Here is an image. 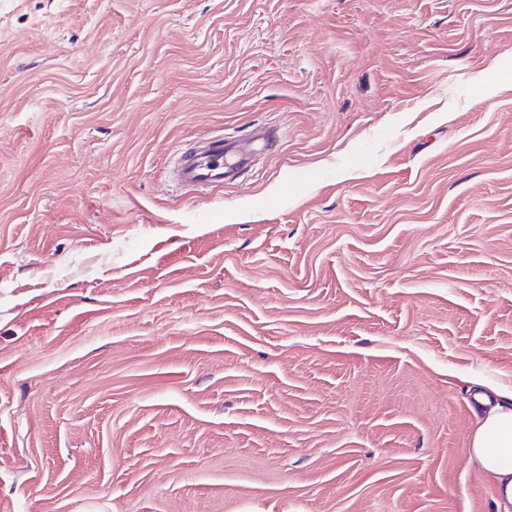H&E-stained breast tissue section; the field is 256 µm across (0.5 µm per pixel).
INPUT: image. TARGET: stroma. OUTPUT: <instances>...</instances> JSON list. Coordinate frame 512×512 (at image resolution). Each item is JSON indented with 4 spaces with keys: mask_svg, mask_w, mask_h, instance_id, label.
Returning <instances> with one entry per match:
<instances>
[{
    "mask_svg": "<svg viewBox=\"0 0 512 512\" xmlns=\"http://www.w3.org/2000/svg\"><path fill=\"white\" fill-rule=\"evenodd\" d=\"M477 379L512 0H0V512H493ZM231 142L224 136L213 137L201 154L183 156L173 171L175 184L191 190L223 186L229 170L246 162Z\"/></svg>",
    "mask_w": 512,
    "mask_h": 512,
    "instance_id": "stroma-1",
    "label": "stroma"
}]
</instances>
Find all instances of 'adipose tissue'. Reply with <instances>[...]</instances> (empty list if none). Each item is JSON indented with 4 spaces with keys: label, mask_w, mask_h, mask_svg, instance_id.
Returning a JSON list of instances; mask_svg holds the SVG:
<instances>
[{
    "label": "adipose tissue",
    "mask_w": 512,
    "mask_h": 512,
    "mask_svg": "<svg viewBox=\"0 0 512 512\" xmlns=\"http://www.w3.org/2000/svg\"><path fill=\"white\" fill-rule=\"evenodd\" d=\"M475 399L488 412L477 420L469 459L495 477V512H512V390L499 391L494 402L481 391Z\"/></svg>",
    "instance_id": "adipose-tissue-1"
}]
</instances>
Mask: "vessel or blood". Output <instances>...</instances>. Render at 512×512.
<instances>
[{
	"label": "vessel or blood",
	"mask_w": 512,
	"mask_h": 512,
	"mask_svg": "<svg viewBox=\"0 0 512 512\" xmlns=\"http://www.w3.org/2000/svg\"><path fill=\"white\" fill-rule=\"evenodd\" d=\"M245 162L244 154L231 141L217 136L210 138L204 152L183 156L174 171L173 180L176 185L191 190L220 186L229 170Z\"/></svg>",
	"instance_id": "vessel-or-blood-1"
}]
</instances>
